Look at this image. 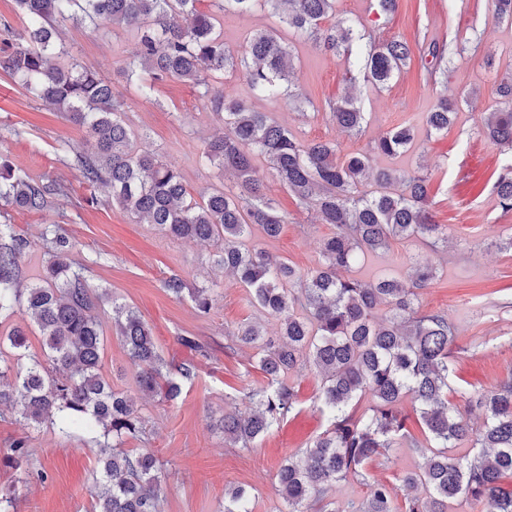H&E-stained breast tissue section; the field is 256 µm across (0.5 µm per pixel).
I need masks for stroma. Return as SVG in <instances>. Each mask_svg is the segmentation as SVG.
<instances>
[{
  "mask_svg": "<svg viewBox=\"0 0 512 512\" xmlns=\"http://www.w3.org/2000/svg\"><path fill=\"white\" fill-rule=\"evenodd\" d=\"M277 24V18L260 10L225 15L224 43L239 49L251 33ZM376 34L384 41L405 38L412 48L409 66L382 88L365 82L354 60L311 42H297L293 81L309 99L305 116H298L288 100L272 102L254 95L241 69L226 72L214 88L226 98L270 113L298 139L335 140L347 152L363 149L368 140L395 127L416 126L418 137L410 151L396 158L375 157L373 165L386 169L421 165L428 170L431 206L437 222L447 226L449 239L438 279L419 292L420 309L444 311L456 328L458 349L451 367L459 382L472 390L488 389L512 373V251L490 245L491 239L512 233V211L501 208L493 191L501 165L512 157L489 142L480 117L499 109L497 85L512 73V24L499 20L487 0H398L395 14L380 24ZM62 37L83 65L111 81L127 123L146 135L142 148L174 164L192 196L224 184V176L202 166L198 158L202 141L221 134L224 127L190 85L167 80L157 85L152 99L140 98L119 74L135 46L131 32L117 29L96 36L68 22ZM453 40L464 46V53L453 57L447 75L439 76L436 85L426 84L421 58L429 43ZM348 88L368 114L365 132L357 139L345 135L326 107L329 99ZM462 90L470 97L459 102L454 125L447 133L428 135L424 118L438 93L452 97ZM81 136L62 113L0 72V155L7 156L21 175L35 180L50 176L73 186L71 194L42 212L9 210L16 233L33 240L45 226L60 225L80 242L76 259L88 266L90 284L136 307L168 361L190 359L179 342L183 336L197 337L210 348L209 358L199 360L197 377L184 385L176 403L156 398L139 402L149 446L170 470L161 512H222L225 489L237 485L251 491L253 512H276L279 466L326 426L313 406L316 377L307 370L290 373L288 379L298 391L296 409L253 448L226 445L216 419L239 389L264 380L254 350L233 341L230 333L240 324L256 322L273 336L279 323L250 303L247 289L212 266L209 242L171 238L155 225L135 222L108 202L105 192L91 193L64 153L65 143ZM265 188L288 222L278 238L262 240V247L300 268L316 267L331 227L315 223L312 211L278 180L267 178ZM93 194L98 204H89ZM428 252L423 240L396 239L388 250L361 257L348 274L367 282L398 278L408 256ZM173 275L191 286L214 289L218 300L208 315H198L190 299L178 300L166 292L163 282ZM103 328L108 332L104 376L114 389L135 393L126 351L111 333V317H104ZM22 436L33 450L35 467L44 469L47 479L29 483L23 471L0 465V488L16 489L14 512H91L90 490L100 472L91 434L65 438L47 423L26 428L0 418V457Z\"/></svg>",
  "mask_w": 512,
  "mask_h": 512,
  "instance_id": "1",
  "label": "stroma"
}]
</instances>
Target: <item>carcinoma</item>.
Wrapping results in <instances>:
<instances>
[{"mask_svg": "<svg viewBox=\"0 0 512 512\" xmlns=\"http://www.w3.org/2000/svg\"><path fill=\"white\" fill-rule=\"evenodd\" d=\"M15 0L27 26L16 30L0 20V70L35 98L51 105L84 133L66 144L68 164L82 183L104 188L112 201L139 222L157 225L174 238L212 242L214 264L232 273L249 290L251 303L279 320L278 335L261 325L243 323L230 332L237 342L257 350V365L267 379L241 392L245 412L224 410L216 426L224 441L248 449L272 432L298 404L288 373L310 370L319 378L317 401L327 426L298 455L285 458L276 478L281 512H340L333 487L350 478L365 481L378 458L392 462L401 442L419 449L420 468L402 477L405 494L375 480L366 499L351 512H512V375L491 390L468 391L450 382L454 329L439 311L419 313L417 290L437 278L432 258H411L403 280L365 282L345 278L366 252L388 249L395 239L418 238L437 254L448 232L433 220L429 180L419 169L371 174L374 156L396 157L414 144L410 126H398L373 140L364 152L341 153L329 141H302L267 112L211 93V81L243 68L255 95L282 96L302 103L306 97L292 81L294 54L274 28L252 33L240 50L224 45V13L246 14L259 6L304 41L352 56L367 79L384 86L411 61L405 39L376 41L375 33L336 12V0ZM71 21L92 33L108 27L136 32V49L120 68L140 97L153 96L158 83L175 79L191 85L224 120V134L203 142L200 161L235 178L234 190L212 188L195 200L180 171L140 148V135L123 119L111 82L82 65L65 46L58 24ZM452 49L433 43L424 69L433 74ZM498 94L505 107L482 120L491 144L512 149V76ZM333 121L351 136L362 133L366 113L349 93L328 102ZM455 103L442 95L427 114L429 133L448 132ZM263 160L266 168L257 165ZM314 207L329 224L321 261L303 271L274 261L253 238L277 237L288 218L263 193L266 175ZM373 175L377 189L361 190ZM500 206L512 211V163L493 184ZM71 187L51 178L15 173L0 156V209L41 212ZM28 248L43 252L37 282L21 281L19 258ZM80 243L62 227L44 228L33 241L0 224V317L26 314L41 337V353L29 352L19 326L0 329V407L18 423H50L63 435L98 431L101 476L91 490L93 512H159L167 486L165 464L143 442L146 431L133 396L114 391L102 374L104 332L101 315L112 308V331L126 350L138 392L173 402L182 384L197 376V364L175 365L159 351L138 310L112 300L88 282L76 262ZM163 287L177 299L189 296L207 315L215 296L206 287L189 288L176 275ZM456 394L484 415L474 429L450 395ZM369 407L356 415L362 400ZM413 404L425 434L419 442L400 410ZM26 438L14 440L4 463L16 469L30 461ZM223 512H253L243 487L224 492Z\"/></svg>", "mask_w": 512, "mask_h": 512, "instance_id": "1", "label": "carcinoma"}]
</instances>
